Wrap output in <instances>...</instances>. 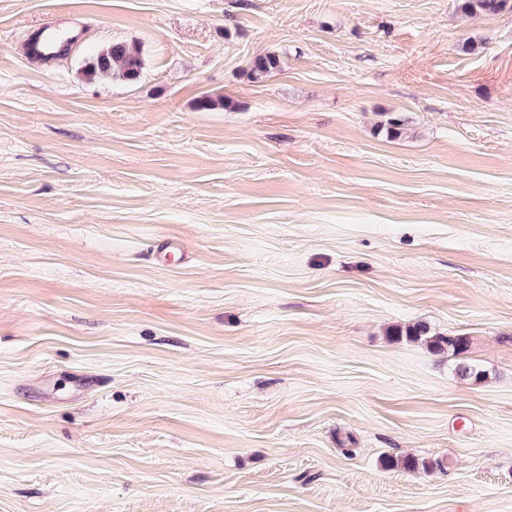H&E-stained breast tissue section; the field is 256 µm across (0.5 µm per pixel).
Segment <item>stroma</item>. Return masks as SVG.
Listing matches in <instances>:
<instances>
[{
    "label": "stroma",
    "mask_w": 512,
    "mask_h": 512,
    "mask_svg": "<svg viewBox=\"0 0 512 512\" xmlns=\"http://www.w3.org/2000/svg\"><path fill=\"white\" fill-rule=\"evenodd\" d=\"M455 5L0 0V512H512V11ZM59 30L52 23L43 24L30 41L29 59H52L62 54L74 39L77 42L80 38L76 30H68L67 34H62ZM64 37L67 38L60 40ZM143 69L141 47L135 43L115 41L92 55L84 66L83 74L88 81L111 77L134 83L141 78ZM281 66L280 57L274 53L257 56L250 64L248 76L253 82L263 81ZM427 327L423 324L409 326L405 330H398L393 336L398 339L405 338L407 341L424 340L427 347L436 353L448 351L454 356L463 354L466 351L467 338L464 336H426Z\"/></svg>",
    "instance_id": "obj_1"
}]
</instances>
